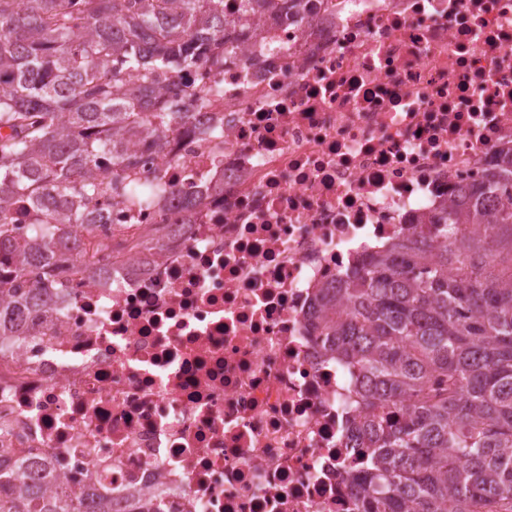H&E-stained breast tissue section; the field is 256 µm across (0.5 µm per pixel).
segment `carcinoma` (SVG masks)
Instances as JSON below:
<instances>
[{"mask_svg": "<svg viewBox=\"0 0 512 512\" xmlns=\"http://www.w3.org/2000/svg\"><path fill=\"white\" fill-rule=\"evenodd\" d=\"M282 2L238 0L226 16L224 0H0V336L66 287L56 268L83 258L77 235L105 222L102 197L143 205L125 141L166 160L170 134L201 125L207 97L170 112L168 86L224 68L236 29ZM439 223L445 242L404 238L317 294L330 352L361 375L354 431L374 462L347 477L361 512H512V150ZM29 464L0 448V512H162Z\"/></svg>", "mask_w": 512, "mask_h": 512, "instance_id": "carcinoma-1", "label": "carcinoma"}]
</instances>
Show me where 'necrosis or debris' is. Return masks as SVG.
Instances as JSON below:
<instances>
[{"label":"necrosis or debris","mask_w":512,"mask_h":512,"mask_svg":"<svg viewBox=\"0 0 512 512\" xmlns=\"http://www.w3.org/2000/svg\"><path fill=\"white\" fill-rule=\"evenodd\" d=\"M192 80L223 134L127 142L164 197L105 198L89 262L0 338V446L164 512H358V371L308 314L512 147V0H309Z\"/></svg>","instance_id":"1"}]
</instances>
